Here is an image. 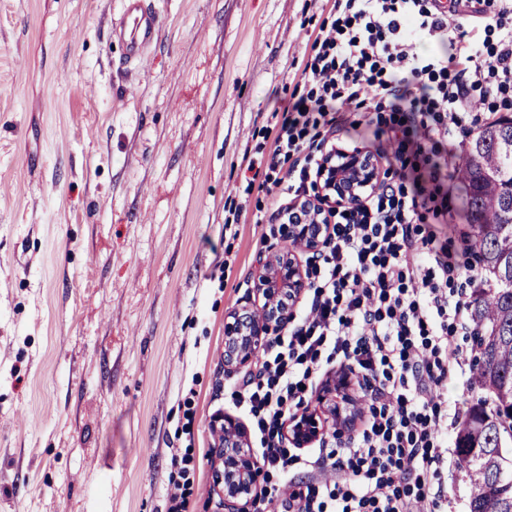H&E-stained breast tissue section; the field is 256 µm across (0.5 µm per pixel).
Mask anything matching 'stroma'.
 <instances>
[{
  "label": "stroma",
  "instance_id": "obj_1",
  "mask_svg": "<svg viewBox=\"0 0 512 512\" xmlns=\"http://www.w3.org/2000/svg\"><path fill=\"white\" fill-rule=\"evenodd\" d=\"M149 2L160 30L135 70L111 33L120 0H0V512H165L189 393L190 510L220 512L224 316L274 242L244 171L333 16L328 0Z\"/></svg>",
  "mask_w": 512,
  "mask_h": 512
}]
</instances>
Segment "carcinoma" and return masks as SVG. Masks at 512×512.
<instances>
[{
    "label": "carcinoma",
    "mask_w": 512,
    "mask_h": 512,
    "mask_svg": "<svg viewBox=\"0 0 512 512\" xmlns=\"http://www.w3.org/2000/svg\"><path fill=\"white\" fill-rule=\"evenodd\" d=\"M457 178L483 287L468 304L471 387L480 396L459 424L455 449L471 486L467 512H512V116L472 137Z\"/></svg>",
    "instance_id": "1"
}]
</instances>
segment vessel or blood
I'll return each instance as SVG.
<instances>
[{
  "mask_svg": "<svg viewBox=\"0 0 512 512\" xmlns=\"http://www.w3.org/2000/svg\"><path fill=\"white\" fill-rule=\"evenodd\" d=\"M158 27V13L147 0H123L121 13L112 22V33L123 41L127 62L137 65L144 60Z\"/></svg>",
  "mask_w": 512,
  "mask_h": 512,
  "instance_id": "b4317fda",
  "label": "vessel or blood"
}]
</instances>
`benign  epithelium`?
Instances as JSON below:
<instances>
[{"label": "benign epithelium", "instance_id": "1", "mask_svg": "<svg viewBox=\"0 0 512 512\" xmlns=\"http://www.w3.org/2000/svg\"><path fill=\"white\" fill-rule=\"evenodd\" d=\"M383 172L367 150L338 148L321 162L319 199L296 203L277 219L279 244L259 259L251 297L224 319V368H250L257 354L279 335L294 316L295 305L310 288L307 255L323 246L331 225L320 217L324 203L353 201L382 182ZM362 409L352 373L344 368L329 373L315 392V404L287 419L284 443L307 448L334 429L349 431ZM220 435L221 451L213 464V487L224 512H259L264 466L255 454L247 426L226 412L212 420Z\"/></svg>", "mask_w": 512, "mask_h": 512}]
</instances>
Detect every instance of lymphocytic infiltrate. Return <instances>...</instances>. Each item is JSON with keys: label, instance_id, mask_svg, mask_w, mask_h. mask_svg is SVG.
Wrapping results in <instances>:
<instances>
[{"label": "lymphocytic infiltrate", "instance_id": "lymphocytic-infiltrate-1", "mask_svg": "<svg viewBox=\"0 0 512 512\" xmlns=\"http://www.w3.org/2000/svg\"><path fill=\"white\" fill-rule=\"evenodd\" d=\"M335 18L315 39L302 78L309 90L281 103L265 182L300 198L317 178L323 128L372 104L380 156L392 172L378 191L332 208V231L309 270L305 306L227 387L248 420L268 499L282 512H440L448 466V381L469 332L476 267L435 227L453 224L460 137L512 111V0H333ZM497 28V43L479 29ZM435 43L420 54L419 42ZM348 361L369 388L368 416L343 449L318 457L284 445L286 419L308 402L333 362ZM180 480L166 512H190L193 445L172 455ZM312 472L297 485L295 470Z\"/></svg>", "mask_w": 512, "mask_h": 512}]
</instances>
